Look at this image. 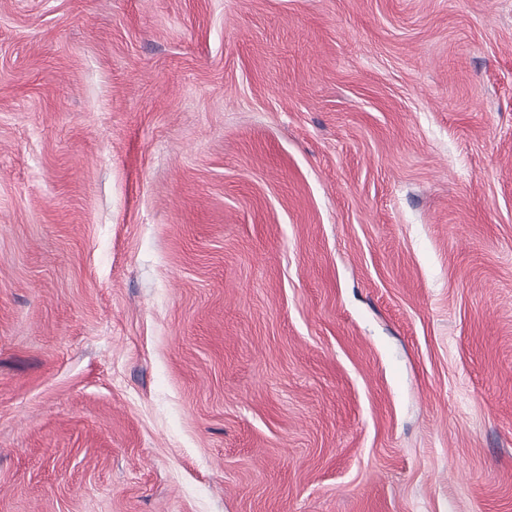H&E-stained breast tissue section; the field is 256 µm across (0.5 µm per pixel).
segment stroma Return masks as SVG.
Segmentation results:
<instances>
[{
  "label": "stroma",
  "mask_w": 512,
  "mask_h": 512,
  "mask_svg": "<svg viewBox=\"0 0 512 512\" xmlns=\"http://www.w3.org/2000/svg\"><path fill=\"white\" fill-rule=\"evenodd\" d=\"M0 512H512V0H0Z\"/></svg>",
  "instance_id": "stroma-1"
}]
</instances>
